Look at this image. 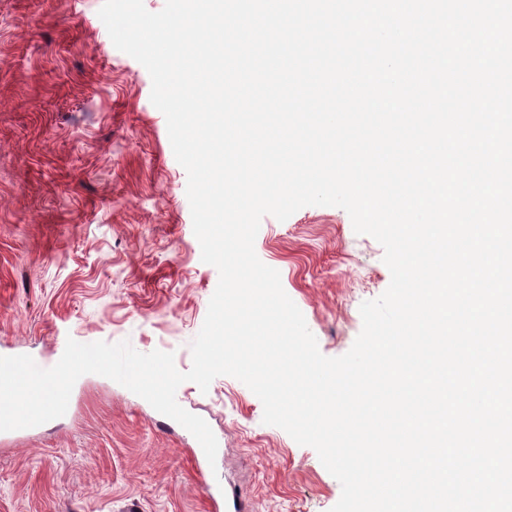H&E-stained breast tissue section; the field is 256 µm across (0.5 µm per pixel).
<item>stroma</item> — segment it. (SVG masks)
I'll return each mask as SVG.
<instances>
[{"mask_svg":"<svg viewBox=\"0 0 512 512\" xmlns=\"http://www.w3.org/2000/svg\"><path fill=\"white\" fill-rule=\"evenodd\" d=\"M103 0H0V356L49 368L67 340L171 352L180 371L219 279L201 259L166 119L146 68L113 45ZM259 259L280 273L322 354L362 329L360 306L391 274L349 214L306 206L265 216ZM176 400L212 429L199 476L194 436L115 381L86 374L62 417L0 432V512H209L203 482L252 512H330L341 485L316 451L263 424L231 376Z\"/></svg>","mask_w":512,"mask_h":512,"instance_id":"1","label":"stroma"}]
</instances>
